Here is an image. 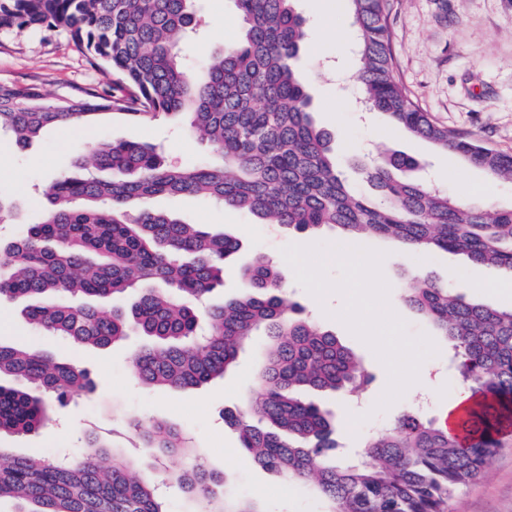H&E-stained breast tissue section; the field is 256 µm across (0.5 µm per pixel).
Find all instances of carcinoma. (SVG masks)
I'll list each match as a JSON object with an SVG mask.
<instances>
[{
  "label": "carcinoma",
  "instance_id": "cac0c4a2",
  "mask_svg": "<svg viewBox=\"0 0 512 512\" xmlns=\"http://www.w3.org/2000/svg\"><path fill=\"white\" fill-rule=\"evenodd\" d=\"M192 0H0V30L48 29L68 35L112 76L53 97L0 85V133L24 147L48 126H82L106 111L135 123L182 118L208 142L212 164L170 167L149 144L97 142L44 190L42 219L0 245V302L23 304L42 334L105 347L132 328L147 337L135 354L139 379L152 387L206 384L232 369L262 329L269 337L254 398L224 411L239 448L287 481L313 486L325 512H444L462 487L483 478L497 436L512 423V308L465 299L425 275L408 279L402 300L448 344L451 363L483 399L448 429L407 414L369 436L352 459L336 454L327 411L305 389L346 396L371 383L362 362L330 330L301 316L277 266L264 257L242 268L250 289L209 305L239 240L187 224L179 216L131 204L155 195H197L302 233L339 230L350 243L395 238L414 252H457L512 274V205L473 206L401 173L415 159L392 153L359 166L377 193L357 195L338 172L333 134L315 124L308 86L296 67L306 29L294 0H234L238 41L208 53L192 76L181 45L193 30ZM365 106L391 124L512 182V155L433 122L392 73L387 0H347ZM112 170V178L98 175ZM20 206L0 193V223ZM135 294L109 314L85 302ZM22 379L36 392L0 383V433L30 435L48 420L46 397L59 402L90 389L69 360L0 339V380ZM143 451L134 456L98 435L82 457L51 462L17 457L0 468V501L15 512H166L155 482L142 477L161 455L188 465L173 476L205 512H265L260 502L221 497L222 476L197 461V449L164 421L134 424Z\"/></svg>",
  "mask_w": 512,
  "mask_h": 512
}]
</instances>
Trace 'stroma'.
<instances>
[{
  "label": "stroma",
  "mask_w": 512,
  "mask_h": 512,
  "mask_svg": "<svg viewBox=\"0 0 512 512\" xmlns=\"http://www.w3.org/2000/svg\"><path fill=\"white\" fill-rule=\"evenodd\" d=\"M304 18L306 46L299 65L311 79V94L317 106L314 119L336 137L339 170L354 190L372 195L373 190L354 163L363 153L388 149L415 158L416 177L429 179L448 193L482 206L512 204V183L493 180L481 168L471 166L451 152L436 150L426 139L390 126L380 115L365 119L360 101L361 86L355 75L353 19L340 0H296ZM198 31L193 44L184 49L189 71H196L204 48H219L236 42L241 20L233 0H194ZM388 26L393 55V75L422 111L453 130L473 135L484 146L512 153V0H387ZM100 68L75 48L66 34L52 30L0 31V84L21 90L32 87L65 95L90 85L106 83ZM73 139L88 144L102 140L140 141L160 145L168 164L195 166L215 161L212 149L190 135L182 122L161 118L136 124L105 114L92 124L71 129ZM80 153L61 138L60 128L45 131L25 149L10 136L0 137V191L20 199L26 221L40 219L45 208L42 186L72 169ZM149 208L179 215L187 223L237 238L241 250L224 268V285L209 297L218 304L237 296L248 284L243 266L256 257L276 262L285 283L304 307L308 318L332 330L343 344L362 360L373 380L359 397L315 395V402L332 410L336 440L341 453L358 450L367 435L390 428L400 417L415 414L439 420L438 406L413 391L387 410L372 407L384 392L388 374L362 341L335 317L343 306L340 295L319 301L296 281L281 250L290 244L341 241L338 233L302 234L280 225L262 224L251 214L215 204L200 196H163L148 200ZM365 247L384 252L383 274L390 285L389 304L408 324L410 334L432 337L439 353L432 357L431 378L441 388L462 385V378L449 367L448 350L435 328L401 299L404 281L424 274L440 283H452L458 293L474 296V281L485 284V301L512 307V276L470 262L444 251L422 255L402 243L370 237ZM0 336L17 344L48 352L60 359L75 360L90 373L91 391L65 403L51 402L49 420L28 436L0 435V465L23 456L79 457L86 432L106 436L114 446L136 454L142 444L131 429L134 421L164 420L174 424L200 451L208 468L222 472L228 489L264 503L268 512H324L326 505L305 484L285 481L257 465L238 449L236 431L225 425L220 410H233L256 390V374L268 338L253 336L237 366L224 377L197 388L165 389L140 382L132 372L135 351L145 337L130 336L125 342L104 348H88L44 336L32 329L20 306L0 303ZM367 414L358 428H351L349 415ZM501 445L487 461V475L464 488L448 502L447 512H512V427L501 432ZM184 459L169 456L147 473L161 486L167 512H203L201 502L189 499L174 476Z\"/></svg>",
  "instance_id": "obj_1"
}]
</instances>
